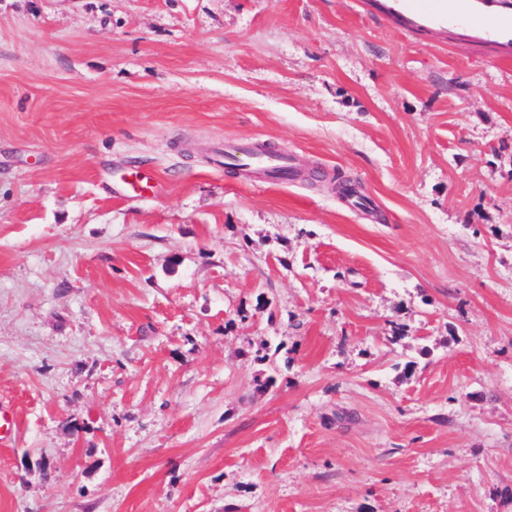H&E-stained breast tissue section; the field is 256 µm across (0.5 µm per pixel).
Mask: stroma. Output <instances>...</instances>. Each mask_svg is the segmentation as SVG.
<instances>
[{
	"mask_svg": "<svg viewBox=\"0 0 512 512\" xmlns=\"http://www.w3.org/2000/svg\"><path fill=\"white\" fill-rule=\"evenodd\" d=\"M436 6L0 0V512H512V0ZM238 153L247 156L250 165H253L257 171L264 175L286 179L291 178L293 171H295L288 156L260 154L243 144L229 146L226 150L224 149V161L235 160Z\"/></svg>",
	"mask_w": 512,
	"mask_h": 512,
	"instance_id": "stroma-1",
	"label": "stroma"
}]
</instances>
